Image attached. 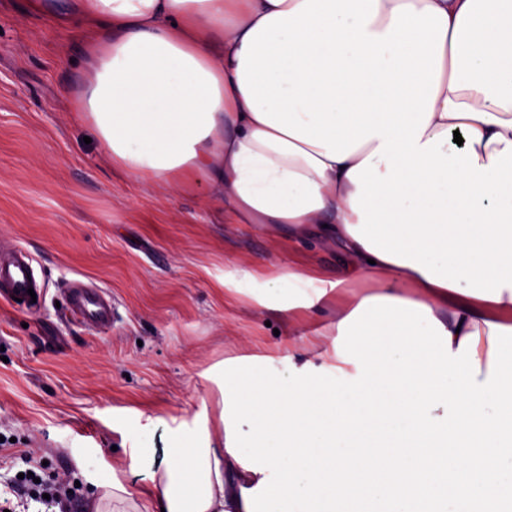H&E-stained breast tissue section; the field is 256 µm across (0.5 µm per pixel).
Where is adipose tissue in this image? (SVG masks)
I'll return each mask as SVG.
<instances>
[{
  "mask_svg": "<svg viewBox=\"0 0 512 512\" xmlns=\"http://www.w3.org/2000/svg\"><path fill=\"white\" fill-rule=\"evenodd\" d=\"M82 41L73 109L130 177L203 181L238 224L341 247L329 280L225 276L262 307L324 317L363 300L424 305L452 349L512 328V0H20ZM460 132L464 148L448 146ZM371 288L335 315L352 282ZM222 419L176 433L149 486L103 484L94 512H248L264 475Z\"/></svg>",
  "mask_w": 512,
  "mask_h": 512,
  "instance_id": "ef3b65f1",
  "label": "adipose tissue"
}]
</instances>
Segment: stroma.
<instances>
[{"mask_svg": "<svg viewBox=\"0 0 512 512\" xmlns=\"http://www.w3.org/2000/svg\"><path fill=\"white\" fill-rule=\"evenodd\" d=\"M79 58L76 35L0 4V244L29 251L44 290L34 310L0 301V493L13 512H45L27 486L4 487L30 469L79 482L69 512H90L113 465L147 486L173 419L191 433L212 414L205 370L311 335L316 317L284 321L225 292V274L341 268L336 243L232 223L193 178L153 185L112 166L73 110ZM75 279L111 293L109 330L67 317Z\"/></svg>", "mask_w": 512, "mask_h": 512, "instance_id": "35a3bbf8", "label": "stroma"}]
</instances>
